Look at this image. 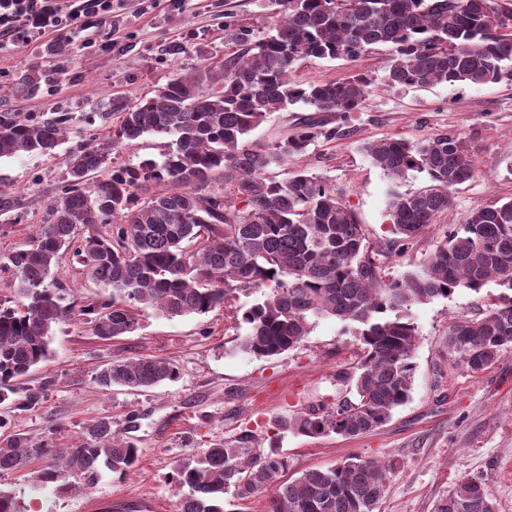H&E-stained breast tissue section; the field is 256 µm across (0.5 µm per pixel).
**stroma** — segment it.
Segmentation results:
<instances>
[{
  "instance_id": "1",
  "label": "stroma",
  "mask_w": 512,
  "mask_h": 512,
  "mask_svg": "<svg viewBox=\"0 0 512 512\" xmlns=\"http://www.w3.org/2000/svg\"><path fill=\"white\" fill-rule=\"evenodd\" d=\"M277 18L273 0H123L111 17L79 18L65 34L0 43V110L73 117L54 154L0 158V193L19 201L18 209L0 215V254L28 244L47 217L69 151L90 137L105 138L101 115L111 111L115 98L152 96L173 74L204 65L222 70L241 52L228 22L260 37ZM63 39L70 43L68 54L50 55V46ZM391 54L390 46L375 45L352 59L300 61L293 80L360 75L370 80V93L361 111L324 113L325 126L336 129V137L319 138L305 156L266 172L277 180L292 169L324 177L342 191L370 241L382 242L390 236L392 186L366 146L387 138L420 143L444 133L465 138L474 151V177L453 189L436 224L388 262L389 279L422 268L471 210L512 198V80L419 89L390 85L384 75ZM32 67L51 71L52 82L36 95L14 97L21 74ZM313 114L311 106H289L268 115L249 138L278 142ZM57 276L65 302L103 293L70 260H63ZM500 292L493 282L478 292L460 286L448 297L413 307L420 339L411 358V395L387 424L357 437L309 438L276 425L282 415L330 406L346 395L336 374L355 370L361 351L336 319L316 320L300 344L269 359L240 347L248 331L241 311L251 304L245 297L201 316L169 319L146 309L137 330L115 339L94 336L86 321H67L55 329L50 358L27 378L29 385L45 388L41 407L22 411L0 404V416L10 421L11 433L60 448L78 445L84 424L106 416L135 443L139 461L125 478L106 472L92 488L61 493L35 482L42 466L36 460L0 474V489L13 494L20 512H173L178 490L170 475L177 460L202 455L211 442L238 445L250 435L262 446L282 448L292 477L352 456L394 462L379 512H433L463 474L485 480L496 512H512V352L474 373L448 350L455 318L482 317ZM150 356L175 362L179 379L146 392L103 390L94 382L114 360Z\"/></svg>"
}]
</instances>
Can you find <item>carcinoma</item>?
<instances>
[{
	"label": "carcinoma",
	"mask_w": 512,
	"mask_h": 512,
	"mask_svg": "<svg viewBox=\"0 0 512 512\" xmlns=\"http://www.w3.org/2000/svg\"><path fill=\"white\" fill-rule=\"evenodd\" d=\"M509 9H500V2ZM271 31L253 38L238 29L237 61L218 76L207 68L176 75L151 97L117 100L107 143L95 140L69 155L59 193L29 244L5 256L0 268L16 276L28 304L20 310L0 298V404L18 396L17 408L36 410L45 386L25 384L49 359L54 329L73 316L52 281L67 252L110 294L82 306L93 333L103 339L137 329L139 312L167 317L205 315L235 296L257 295L242 315L248 332L241 348L256 358L278 356L299 344L313 320L333 317L358 336L362 357L354 373L336 380L354 390L329 407L280 417L277 426L308 437L329 432L356 437L383 426L409 397L411 357L418 327L411 308L446 297L458 286L474 292L495 282L507 289L480 319H457L451 353L480 372L512 351V199L478 208L429 256L422 269L383 281L382 261L423 234L448 209L451 191L474 175L473 149L458 135L421 143L388 139L366 152L392 181L424 173L415 192H391L392 237L370 245L365 226L336 186L305 170L282 180L264 179L272 165L305 155L316 139L335 131L316 121L273 145L247 136L272 112L299 102L317 112H358L369 94L359 76L344 82L302 84L290 78L306 58L354 57L388 44L385 81L421 88L433 84L484 85L512 78V0H278ZM51 74L32 68L18 84L37 93ZM222 82L206 91L203 85ZM69 113L37 119L0 111V157L51 154L65 135ZM166 134L173 140L162 161L112 167L107 147ZM164 183L169 191L143 196ZM179 378L161 357L116 360L95 382L102 388L148 390ZM139 449L99 417L84 426L82 443L62 451L14 434L0 437V472L35 459L42 485L61 492L90 488L106 469L122 479L135 468ZM393 463L352 457L334 468H310L286 482L288 456L267 449L214 443L200 457L180 460L171 481L191 494L175 512H228L226 495L244 500L270 493L267 512H375ZM434 512H495L485 481L463 475Z\"/></svg>",
	"instance_id": "carcinoma-1"
}]
</instances>
